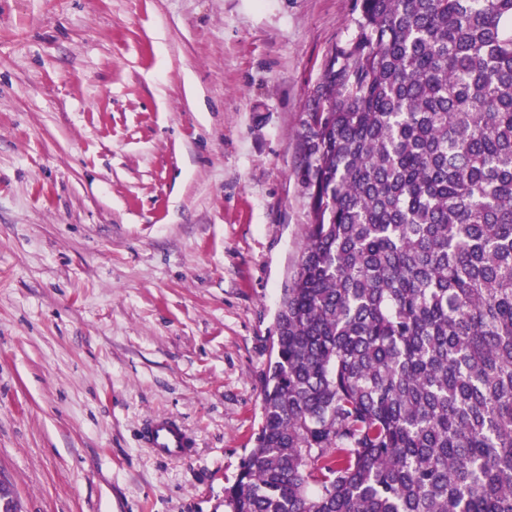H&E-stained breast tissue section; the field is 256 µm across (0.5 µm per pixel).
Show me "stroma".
Instances as JSON below:
<instances>
[{
    "label": "stroma",
    "mask_w": 512,
    "mask_h": 512,
    "mask_svg": "<svg viewBox=\"0 0 512 512\" xmlns=\"http://www.w3.org/2000/svg\"><path fill=\"white\" fill-rule=\"evenodd\" d=\"M354 0H0V478L23 512H224ZM197 439L139 440L151 416ZM140 440L153 455L164 461H180L196 452V441L187 428L173 417H155L140 431Z\"/></svg>",
    "instance_id": "stroma-1"
}]
</instances>
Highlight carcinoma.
Returning a JSON list of instances; mask_svg holds the SVG:
<instances>
[{
  "label": "carcinoma",
  "mask_w": 512,
  "mask_h": 512,
  "mask_svg": "<svg viewBox=\"0 0 512 512\" xmlns=\"http://www.w3.org/2000/svg\"><path fill=\"white\" fill-rule=\"evenodd\" d=\"M224 512H512V0H355Z\"/></svg>",
  "instance_id": "cac0c4a2"
}]
</instances>
